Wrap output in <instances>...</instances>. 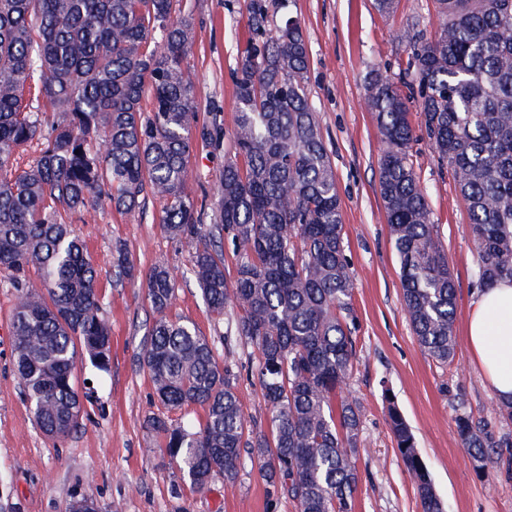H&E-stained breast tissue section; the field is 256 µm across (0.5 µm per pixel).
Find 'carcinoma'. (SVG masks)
<instances>
[{"label": "carcinoma", "mask_w": 512, "mask_h": 512, "mask_svg": "<svg viewBox=\"0 0 512 512\" xmlns=\"http://www.w3.org/2000/svg\"><path fill=\"white\" fill-rule=\"evenodd\" d=\"M269 2L244 0L233 154L207 229L184 190L198 110L184 70L190 22L173 0H0V272L15 290L14 367L45 436L79 427L77 364L108 371L110 325L86 243L61 212L97 213L105 200L132 213L158 197L163 230L189 252L209 310L238 309L234 336L257 349L251 375L271 417L265 429L246 427L237 363H219L194 324L168 316L177 278L159 263L144 278L156 317L140 364L165 409L201 406L205 417L185 424L154 414L146 428L199 489L217 476L235 485L246 453L296 512H355L362 416L344 393L357 325L342 202L309 103L301 21L288 13L269 33ZM433 3L435 37L403 31L399 82L372 74L364 103L381 136L379 193L404 311L421 349L446 366L457 346L455 279L415 169L408 102L466 205L477 288L511 281L512 0ZM223 136L215 112L202 139ZM32 143L38 155L23 165ZM225 241L237 257L231 279ZM112 266L117 284L133 275L124 246ZM388 421L422 512H443L391 398ZM456 433L478 470L512 447V437L466 413Z\"/></svg>", "instance_id": "1"}]
</instances>
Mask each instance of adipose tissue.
Masks as SVG:
<instances>
[{"instance_id":"obj_1","label":"adipose tissue","mask_w":512,"mask_h":512,"mask_svg":"<svg viewBox=\"0 0 512 512\" xmlns=\"http://www.w3.org/2000/svg\"><path fill=\"white\" fill-rule=\"evenodd\" d=\"M472 358L499 401L512 402V282L481 290L466 326Z\"/></svg>"}]
</instances>
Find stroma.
I'll use <instances>...</instances> for the list:
<instances>
[{
    "mask_svg": "<svg viewBox=\"0 0 512 512\" xmlns=\"http://www.w3.org/2000/svg\"><path fill=\"white\" fill-rule=\"evenodd\" d=\"M192 25V47L184 62L196 92L199 128L189 160L185 190L214 222L224 159L232 151L236 105L234 71L248 36L243 0H178ZM308 42L310 100L332 152L342 201L346 254L354 276L353 307L358 321L357 357L349 389L358 397L363 430L358 454L362 484L358 512H421L416 489L390 431L385 394L410 425L444 512H512V464L478 471L455 433V418L470 414L492 420L512 435V421L496 420L497 398L472 359L466 324L477 294L475 251L468 214L450 174L441 169L427 139L415 143L414 161L428 194L439 239L454 269L457 300L454 361L441 366L420 348L405 314L399 260L390 241L378 192L382 147L376 121L364 105V86L373 71L394 77L406 59L397 33L411 26L434 32L432 0H398L393 16H382L374 0H291ZM220 113L225 136L219 145L201 139L202 126ZM163 203L148 199L143 210L122 215L104 209L94 218L68 216L85 240L102 287V306L111 327L108 372L83 368L90 381L76 431L61 441L35 426L13 366L12 315L15 291L0 274V512H65L76 497L96 499L100 512H295L273 500L257 461H246L229 488L214 478L201 490L183 481L155 437L144 427L161 412L148 375L139 365L145 334L154 319L143 279L158 262L178 277L173 318L194 323L225 357L230 317L210 313L191 274V257L162 229ZM125 245L134 278L114 285L112 252ZM252 346L235 343L242 363L239 391L247 422L266 426L268 410L257 380L247 370Z\"/></svg>",
    "mask_w": 512,
    "mask_h": 512,
    "instance_id": "1",
    "label": "stroma"
}]
</instances>
